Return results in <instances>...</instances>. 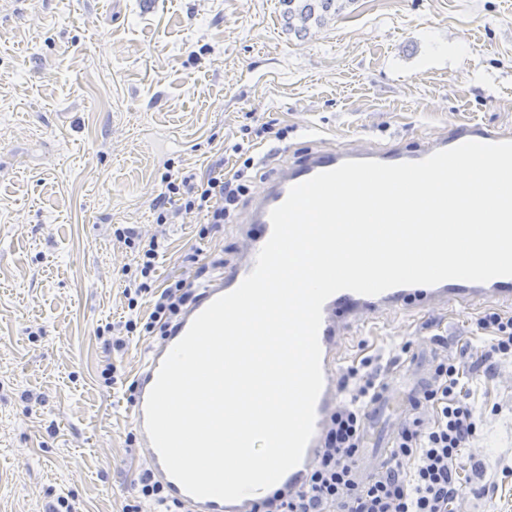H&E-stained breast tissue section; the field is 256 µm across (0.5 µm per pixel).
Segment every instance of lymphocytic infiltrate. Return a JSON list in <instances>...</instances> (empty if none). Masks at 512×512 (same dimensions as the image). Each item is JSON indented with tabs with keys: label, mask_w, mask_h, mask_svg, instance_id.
<instances>
[{
	"label": "lymphocytic infiltrate",
	"mask_w": 512,
	"mask_h": 512,
	"mask_svg": "<svg viewBox=\"0 0 512 512\" xmlns=\"http://www.w3.org/2000/svg\"><path fill=\"white\" fill-rule=\"evenodd\" d=\"M165 190L154 204L156 221L171 223L174 213L196 214L205 221V232L218 231L247 187L241 176L229 179L166 173ZM118 241L138 255L141 282L125 287L129 311H136L141 297L152 296L146 323L129 318L124 329L134 333L167 334L184 312L191 293L184 283L158 290L152 288L164 233L142 236L128 229L114 231ZM477 331L489 337L481 360L491 356L512 357V314L483 312L476 320ZM371 357L348 366L341 375L344 399L332 414L320 455L306 475L302 489L276 491L257 506V512H461L467 499L460 472L481 476L483 465L470 454L480 418L468 403L461 378L464 364L447 358L434 368L431 381L412 414L405 419L386 459L368 476H360V452L364 444L369 410L383 389L371 372Z\"/></svg>",
	"instance_id": "obj_1"
}]
</instances>
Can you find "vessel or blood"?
I'll use <instances>...</instances> for the list:
<instances>
[{
	"instance_id": "b4317fda",
	"label": "vessel or blood",
	"mask_w": 512,
	"mask_h": 512,
	"mask_svg": "<svg viewBox=\"0 0 512 512\" xmlns=\"http://www.w3.org/2000/svg\"><path fill=\"white\" fill-rule=\"evenodd\" d=\"M511 139V131L467 124L449 130L448 134L428 139L413 151L398 147L377 149L357 146L337 150L322 146L311 150L301 162L281 166L272 178L265 181L245 215L241 228L244 251L240 258L226 269L224 274L207 285L202 296L184 311L179 321L170 328L167 336H164L157 345L149 347L145 359L134 374L137 397L131 405V421L149 470L153 478L166 488L169 499L181 504L184 512H254L258 503L257 498L251 496L235 501H224L213 497L198 499L188 494L181 484L167 473L158 452L150 442L145 426V407L148 395L157 380L161 363L171 348L184 337L193 319L216 298L236 289L253 270L257 254L272 232L270 212L285 201L290 188L350 160H375L386 164L418 162L434 152L450 149L468 141L491 143ZM448 302L462 307L479 302L512 303V276L496 277L485 283L450 279L432 286H398L378 295H362L350 290H341L325 301L318 334L322 350L324 384L315 404L314 433L305 448L301 462L284 474L276 484L277 489L292 492L299 489L306 473L320 454L329 417L343 399L336 373L338 348L346 327L387 309L407 307L430 310Z\"/></svg>"
}]
</instances>
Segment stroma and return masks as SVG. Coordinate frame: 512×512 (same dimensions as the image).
<instances>
[{
  "label": "stroma",
  "instance_id": "35a3bbf8",
  "mask_svg": "<svg viewBox=\"0 0 512 512\" xmlns=\"http://www.w3.org/2000/svg\"><path fill=\"white\" fill-rule=\"evenodd\" d=\"M282 0H0V512H122L144 459H130L127 386L157 334L106 349L127 320L135 255L114 231L155 230L166 163L204 177L245 170L257 191L282 162L356 144L412 149L449 127L512 128V0H353L307 31ZM243 143L258 164L230 152ZM250 199L200 238L167 225L153 285L232 266ZM480 307L382 311L348 325L340 367L378 355L391 399L370 409L360 461L376 464L440 359L487 349ZM408 344L399 364L392 347ZM482 416L475 454L512 512V360L464 380Z\"/></svg>",
  "mask_w": 512,
  "mask_h": 512
}]
</instances>
